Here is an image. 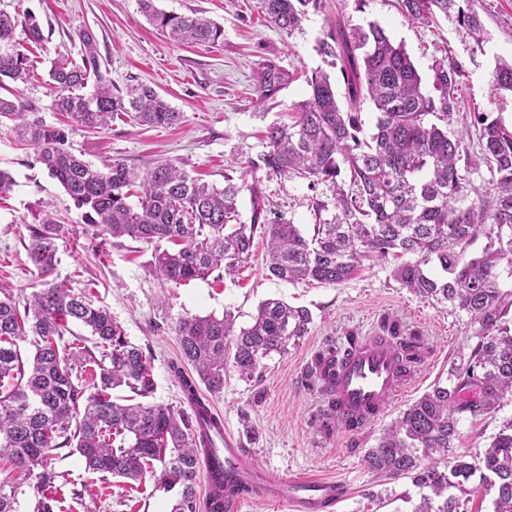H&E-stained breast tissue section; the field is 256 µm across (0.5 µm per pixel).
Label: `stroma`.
Listing matches in <instances>:
<instances>
[{
	"mask_svg": "<svg viewBox=\"0 0 512 512\" xmlns=\"http://www.w3.org/2000/svg\"><path fill=\"white\" fill-rule=\"evenodd\" d=\"M309 11L300 30L278 31L261 11L260 0H156L159 8L178 14H197L224 27V41L215 46L176 45L160 36L144 19L140 0H0V13L16 20L35 16L44 32L43 44L26 40L23 28L14 38L28 55L33 72L29 81L7 83L0 97L21 105L27 120L59 127L63 116L52 106L48 70L54 60L80 62L82 31L93 33L102 67L116 87L131 82L152 86L183 118L172 127H148L113 122L96 131L80 130L71 137L84 160L102 168L118 159L145 168L170 160L204 181L223 186L224 174L240 172L247 158L260 153L266 126L291 123L295 105L306 99V79L328 70L341 83L338 67L327 66L317 42L336 29L351 30L376 22L413 59L424 90H431L435 60L453 57L465 62L468 77L461 91L465 107L453 113L450 127L473 124L474 111L489 113L512 125V94L492 90L499 59L512 57V0H476L486 31L482 52L469 56L456 24L439 19L430 25L408 21L397 0H322ZM288 71L290 82L274 98L256 104V72L264 61ZM0 168L11 173L14 185L0 197V286L16 300L38 288L40 278L24 249L27 227L36 223L42 204H49L57 221L76 228L75 237L58 243L55 274L74 290H89L95 305L107 309L128 341L152 356L153 402L182 408L180 385L171 371L178 362L172 327L185 315L223 316L232 313L237 326L252 322L258 304L281 298L311 310L307 336L286 353L263 359L252 380L233 367L224 371V389L212 402L223 412L227 426L254 455L256 464L289 476L312 475L348 483L351 495L339 512H412L419 499L406 479L383 483L365 467V453L376 446L384 429L401 411L446 380L460 353L469 352L476 325L462 312L432 305L403 288L393 277L396 259L365 267L350 280L329 287L317 282L288 284L268 276L266 241L255 234L247 262L221 281L194 280L174 285L158 277L151 266L153 246L111 241L81 234L82 213L60 184L35 159V151L15 141L11 121L0 122ZM259 186L272 213L311 233L314 202H333L334 190L322 185L310 190L306 180L260 177ZM398 319L419 331L435 349L434 363L423 371L415 389L392 400L384 417L368 430L324 434L315 421L322 398L304 386L305 368L317 350L341 341L348 332H373L382 316ZM512 418V398L483 419L461 420L457 454L476 459L483 454L502 423ZM54 466L67 483L82 490L81 499H66L64 512H170L172 497L156 489L153 478L131 484L87 473L78 456H60Z\"/></svg>",
	"mask_w": 512,
	"mask_h": 512,
	"instance_id": "obj_1",
	"label": "stroma"
}]
</instances>
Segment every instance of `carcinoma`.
<instances>
[{"instance_id":"obj_1","label":"carcinoma","mask_w":512,"mask_h":512,"mask_svg":"<svg viewBox=\"0 0 512 512\" xmlns=\"http://www.w3.org/2000/svg\"><path fill=\"white\" fill-rule=\"evenodd\" d=\"M474 2L399 0V7L413 23L453 18L474 54L485 36ZM260 4L267 22L288 34L301 29L308 8L321 7L320 0ZM140 5L149 24L175 42L224 40V27L207 18L160 10L155 0ZM15 28V19L0 14V87L7 79L25 82L30 76ZM25 32L33 44L45 41L32 16ZM79 39L81 64L55 61L48 81L54 108L74 125L29 122L4 98L0 121L15 122L18 141L33 147L36 160L82 211L83 231L154 245L155 273L175 285L235 274L249 258L258 231L267 239L269 275L287 283L338 286L363 266L391 254L405 257L394 278L425 301L465 313L478 325L477 342L450 365L448 381L435 383L400 413L368 450L364 465L383 480H411L420 494L413 512H468L466 485L475 476L493 495L494 512H512L511 418L477 461L453 454L463 415L487 417L512 396V292L503 290L500 274L503 265L512 271V126L476 112V142L468 145L464 134H448L451 116L460 108L463 63L435 61L433 91L425 92L414 62L381 25L336 29L319 41L318 51L324 61L340 65L344 93L326 72H313L307 79L309 96L295 105L294 123L270 125L265 150L246 160L239 177L224 175V187L218 188L167 160L143 171L114 160L103 172L73 152L70 136L80 128H105L123 118L168 127L182 118L143 82L114 87L102 73L92 33L83 31ZM91 81L93 90L83 92ZM288 81L285 70L264 62L254 87L256 103L273 98ZM493 87L512 93V60H499ZM365 99L376 112L375 132L367 138L360 115ZM483 166L489 178L480 191L471 176ZM260 171L305 179L312 190L336 186L335 213L323 219L324 206L316 204L308 238L292 222L269 218L258 184L247 180ZM136 186L140 194L133 204L130 191ZM245 191L252 204L248 224L238 213ZM27 228L26 251L40 288L22 304L7 292L0 297V512H18L15 472L37 479L33 512H60V473L52 460L63 449L78 455L89 473L131 481L149 475L158 489L177 491L170 512H202L191 416L163 404L114 401L112 391L119 387L138 397L151 394V357L127 340L109 311L54 277L57 241L75 229L48 214ZM481 231L487 243L480 256L469 258L467 248ZM163 241L177 249L161 248ZM312 322L308 308L269 298L247 328L235 329L234 316L226 312L221 318L183 316L173 332L181 361L210 392L219 393L227 365L253 378L262 359L286 352L309 333ZM74 324L91 339L75 333ZM382 329L390 330L408 361L424 348L416 331L404 334L386 322ZM24 341L34 348L27 362L18 346ZM345 352L340 347L327 358L318 356L306 371L309 386L315 387L316 368L335 365ZM86 364L96 366L88 376L79 372Z\"/></svg>"}]
</instances>
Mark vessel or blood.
<instances>
[{
	"instance_id": "b4317fda",
	"label": "vessel or blood",
	"mask_w": 512,
	"mask_h": 512,
	"mask_svg": "<svg viewBox=\"0 0 512 512\" xmlns=\"http://www.w3.org/2000/svg\"><path fill=\"white\" fill-rule=\"evenodd\" d=\"M421 374V369H406L386 339L354 345L326 377L342 429L361 431L376 424L393 398L420 383ZM210 441L201 468L209 488L216 473H223L225 512H238L253 499L280 501L288 512H336L348 496L346 484L335 479L297 478L259 468L226 425H219Z\"/></svg>"
}]
</instances>
